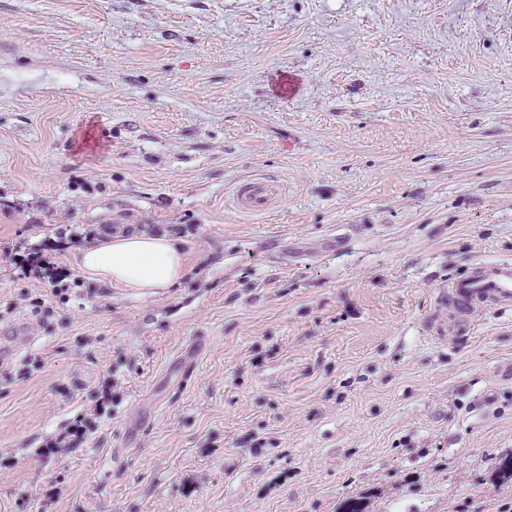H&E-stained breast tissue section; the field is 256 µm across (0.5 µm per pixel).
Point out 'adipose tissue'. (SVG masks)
Listing matches in <instances>:
<instances>
[{
    "label": "adipose tissue",
    "instance_id": "ef3b65f1",
    "mask_svg": "<svg viewBox=\"0 0 512 512\" xmlns=\"http://www.w3.org/2000/svg\"><path fill=\"white\" fill-rule=\"evenodd\" d=\"M78 264L101 282L142 296L179 286L189 273L184 241L167 232L103 235L81 249Z\"/></svg>",
    "mask_w": 512,
    "mask_h": 512
}]
</instances>
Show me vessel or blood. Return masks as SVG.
Wrapping results in <instances>:
<instances>
[{"instance_id": "obj_1", "label": "vessel or blood", "mask_w": 512, "mask_h": 512, "mask_svg": "<svg viewBox=\"0 0 512 512\" xmlns=\"http://www.w3.org/2000/svg\"><path fill=\"white\" fill-rule=\"evenodd\" d=\"M278 195L279 188L273 181L249 179L235 190L236 207L248 214L262 213L270 209ZM439 301L448 306L453 319L462 322L474 309L512 305V262L472 267L466 276L450 281Z\"/></svg>"}]
</instances>
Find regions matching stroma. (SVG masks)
I'll use <instances>...</instances> for the list:
<instances>
[{"mask_svg": "<svg viewBox=\"0 0 512 512\" xmlns=\"http://www.w3.org/2000/svg\"><path fill=\"white\" fill-rule=\"evenodd\" d=\"M87 224L190 274L39 322ZM505 260L512 0H0V512H505L512 306L438 301ZM279 195V187L266 178L248 179L235 190L236 207L242 213H262L270 209ZM55 244L49 245L46 242L29 244L24 247L23 254L19 257H13V263L21 271V276L25 278H35L44 280L50 287V293L54 298H58L62 303L70 300L69 293L82 285L81 280L73 279L70 284H63L67 274L53 262L52 252L65 249L66 245L81 244L95 238L97 232L93 228H83V232L72 230L70 226L60 229L57 233ZM47 281V282H46Z\"/></svg>", "mask_w": 512, "mask_h": 512, "instance_id": "stroma-1", "label": "stroma"}]
</instances>
